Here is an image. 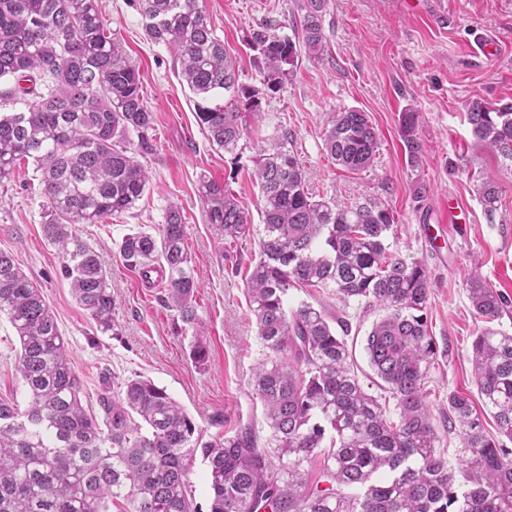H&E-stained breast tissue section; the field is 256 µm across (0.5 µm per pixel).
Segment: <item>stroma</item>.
I'll list each match as a JSON object with an SVG mask.
<instances>
[{"instance_id": "obj_1", "label": "stroma", "mask_w": 512, "mask_h": 512, "mask_svg": "<svg viewBox=\"0 0 512 512\" xmlns=\"http://www.w3.org/2000/svg\"><path fill=\"white\" fill-rule=\"evenodd\" d=\"M216 36L238 59L239 84L256 92L257 112L246 115V134L237 154L212 150L199 126L191 94L181 86L174 52L151 41L134 0H99L105 23L118 33L138 66L154 123L149 147L138 158L150 173L136 209L111 224H77L74 232L105 259L112 288V329L101 332L76 302L61 272L57 249L43 233V199L33 164H17L0 181V250L12 252L26 276L42 291L65 336L73 367L82 381L83 403L112 383L141 376L164 387L204 433L223 416L225 430L252 426L267 437L263 407L250 381L261 357L256 326L245 298V278L259 256L262 224L254 159L260 149L291 135L315 198L343 203L360 194L385 202L395 224L387 237L391 252L417 260L429 274L425 315L436 343L424 389L436 448L460 471L462 438L448 423V395L476 396L471 344L483 327L473 313L467 282L479 275L512 297V164L474 139L465 107L474 98L512 100V0H420L406 10L402 0H328L323 16L326 49L320 58L300 56L284 89L274 93L247 45L259 25L290 34L301 0H200ZM447 15V23L434 14ZM497 45L486 62L472 51L474 35ZM367 112L378 149L368 169L351 173L326 155L322 132L328 112ZM421 114L420 166L409 167L398 134L404 109ZM223 183L244 207L254 232L231 244L208 224L199 196L200 177ZM499 189L495 212H486L476 191L480 182ZM426 194L415 198L416 184ZM463 204L464 220L445 223L449 200ZM186 217V245L199 276L195 307L208 358L189 356L190 333L158 281H145L128 268L118 245L133 230L155 231L169 203ZM306 302L328 318L348 321L346 338L363 374H370L363 341L382 315L378 306L342 304L331 288H292L289 306ZM19 342L7 316H0V398L24 402L15 370Z\"/></svg>"}]
</instances>
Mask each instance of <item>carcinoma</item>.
<instances>
[{"label": "carcinoma", "mask_w": 512, "mask_h": 512, "mask_svg": "<svg viewBox=\"0 0 512 512\" xmlns=\"http://www.w3.org/2000/svg\"><path fill=\"white\" fill-rule=\"evenodd\" d=\"M326 2L303 0L292 37L266 25L253 30L268 90L284 87L300 54L323 55ZM138 7L148 36L175 53L210 146L235 153L246 130L239 110L205 102L221 90L239 92L238 68L199 0H138ZM467 119L480 144L512 162V101L473 99ZM153 120L139 70L97 0H0V180L21 159L40 172L44 236L61 255L75 300L103 332L112 330L109 273L72 225L105 224L135 208L149 173L128 135L147 143ZM420 122L410 108L400 113L398 134L412 166L421 159ZM323 146L341 168L367 169L377 148L370 117L350 108L328 113ZM254 178L262 233L246 296L262 347L251 385L268 439L242 426L206 439L165 389L141 377L122 383L115 397L100 395V412L86 408L41 289L0 251V313L18 338L16 367L28 395L24 408L0 399V512H196L190 473L198 457L207 467L210 512H512V449L484 426L487 415L512 441V335L489 327L473 341L482 411L466 395L448 394L467 474L458 486L437 453L425 400L435 354L425 316L429 278L421 262L389 251L392 210L367 196L343 204L315 199L286 135L261 150ZM199 191L207 222L225 239L250 234L247 213L224 185L203 178ZM478 194L486 211L497 210L494 184L481 183ZM156 230L125 235L120 254L143 279L156 273L164 280L169 304L192 328L190 355L203 364L198 276L181 208L170 205ZM298 287H332L346 304L363 300L385 311L364 349L396 399L395 413L348 361V322L333 326L305 302L286 307L288 290ZM468 291L486 323L508 307L509 298L477 275ZM316 456L324 459L325 488L304 482V465Z\"/></svg>", "instance_id": "carcinoma-1"}]
</instances>
